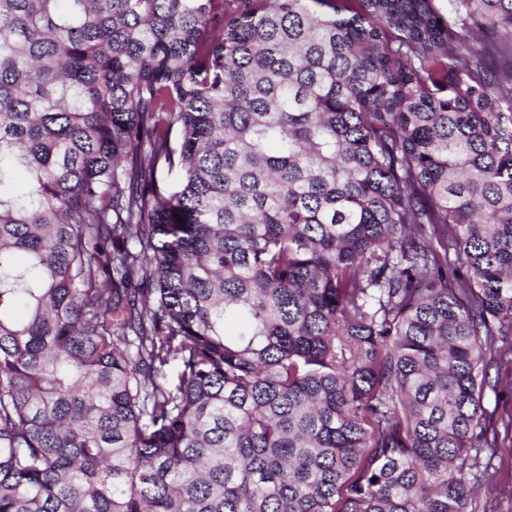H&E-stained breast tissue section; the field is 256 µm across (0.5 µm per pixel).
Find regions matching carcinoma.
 <instances>
[{
    "label": "carcinoma",
    "instance_id": "1",
    "mask_svg": "<svg viewBox=\"0 0 512 512\" xmlns=\"http://www.w3.org/2000/svg\"><path fill=\"white\" fill-rule=\"evenodd\" d=\"M352 2L0 0V512H474L512 0ZM461 42L473 46L475 50L487 56L491 61L499 66L508 67L511 64L510 57H504L499 54L498 49L502 47V42L481 38L478 42L473 40V33L466 27L460 30Z\"/></svg>",
    "mask_w": 512,
    "mask_h": 512
}]
</instances>
